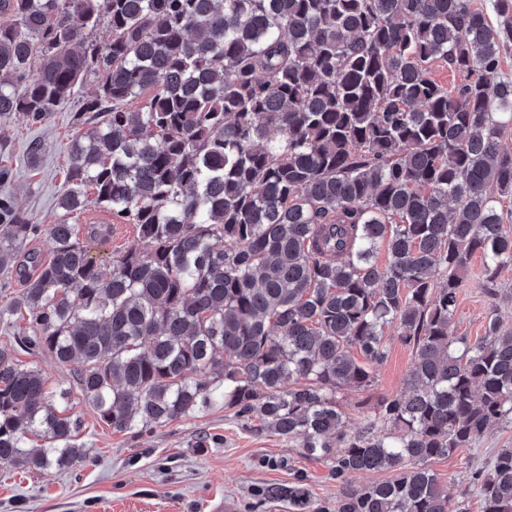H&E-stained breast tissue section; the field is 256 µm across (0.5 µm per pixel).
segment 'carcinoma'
I'll list each match as a JSON object with an SVG mask.
<instances>
[{"mask_svg":"<svg viewBox=\"0 0 512 512\" xmlns=\"http://www.w3.org/2000/svg\"><path fill=\"white\" fill-rule=\"evenodd\" d=\"M494 10L493 23L474 0H0L1 120L41 122L96 82L74 115L94 126L71 146L62 219L32 224L0 194V286L23 283L0 322H27L0 348V465L89 461L81 420L57 404L73 392L115 432L220 405L331 461L339 492L313 512H467L472 492L480 512H512V448L459 500L428 466L512 422L498 316L512 0ZM436 63L463 81L442 86ZM89 187L137 232L107 270L67 219ZM43 233L47 259L26 251ZM477 253L491 307L472 340L455 315ZM395 339L414 358L404 389L347 430L341 394L371 390ZM17 347L80 368L51 391Z\"/></svg>","mask_w":512,"mask_h":512,"instance_id":"cac0c4a2","label":"carcinoma"}]
</instances>
